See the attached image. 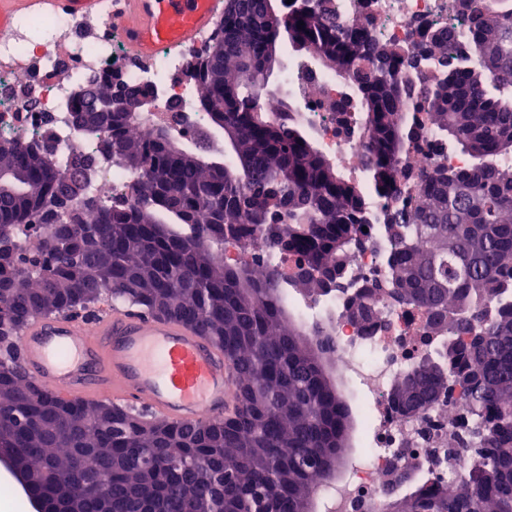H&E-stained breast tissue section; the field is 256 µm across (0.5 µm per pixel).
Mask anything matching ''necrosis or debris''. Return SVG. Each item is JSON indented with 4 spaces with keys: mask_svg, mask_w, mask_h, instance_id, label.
Segmentation results:
<instances>
[{
    "mask_svg": "<svg viewBox=\"0 0 512 512\" xmlns=\"http://www.w3.org/2000/svg\"><path fill=\"white\" fill-rule=\"evenodd\" d=\"M345 17L354 18L366 10L375 12L381 37L404 44L416 39L418 24L453 26L454 14L448 0H338ZM205 34L188 36L185 51L161 50L149 66L129 63L119 33L111 21L97 22L88 29L77 14L52 13L41 17H16L0 34V139L18 145L41 140L46 127L56 135L52 151L61 168L77 158L95 157L98 144L86 139L62 112V103L74 88L87 79L105 76L121 66L124 78L148 84L157 91L156 108L146 113L137 127L140 138L151 137L161 124L181 120L188 136L205 129L198 112L195 85L176 81L187 64L186 52L198 47ZM25 83L36 104L28 107L13 97L11 87ZM309 118L319 144L342 170L360 172L361 153L354 142L336 131V115L328 105L341 90L335 75L315 72ZM377 308L388 322L387 330L363 332L352 322L343 296L330 291L308 307H292L295 320L310 327L322 325L331 333L329 360L344 382L356 391L361 416L357 448L345 471L322 487L319 512H385L396 493H409L417 481L442 480L450 483L474 464L478 455L466 436H458L454 466L434 461V442L448 434V415L434 410L422 420L396 413L389 389L396 377L415 364L429 350L441 344L440 337H427L423 310L389 305L378 300ZM405 471L412 480L395 486L396 473Z\"/></svg>",
    "mask_w": 512,
    "mask_h": 512,
    "instance_id": "4bbe7bcc",
    "label": "necrosis or debris"
}]
</instances>
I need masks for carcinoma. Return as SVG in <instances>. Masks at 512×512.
Returning <instances> with one entry per match:
<instances>
[{
	"label": "carcinoma",
	"instance_id": "cac0c4a2",
	"mask_svg": "<svg viewBox=\"0 0 512 512\" xmlns=\"http://www.w3.org/2000/svg\"><path fill=\"white\" fill-rule=\"evenodd\" d=\"M457 27L433 29L416 48L383 40L375 17H340L336 0H224L210 39L188 56L210 127L224 150L192 146L176 124L148 140L140 118L105 111L112 100H155L151 87L112 79L83 86L66 111L102 140L99 155L136 171L135 200L88 194L95 160L61 174L46 141L0 140V336L35 317L86 309L105 298L183 323L224 350L238 375L237 407L222 420L168 422V439L136 437L137 418L112 402L30 396L16 348L0 355V445L25 462L33 489L57 512L56 494L81 512H309L319 484L345 458L356 417L325 359L316 326L290 319L286 288L307 297L335 289L369 330L386 321L374 300L423 309L429 335H444L393 383L397 412L480 426V460L456 484L397 497L391 512H512V0H453ZM308 55L300 79L329 58L345 83L333 109L337 133L354 137L367 185L346 179L317 148L302 103L268 116L263 96L282 37ZM419 72L420 82L406 77ZM439 132L433 153H464L472 167L438 158L412 167ZM43 232L30 239L28 228ZM368 231H362V227ZM260 238L294 260L291 274L266 258L226 262L224 245ZM380 267L352 276L359 254ZM224 449L222 474L172 455ZM112 468L104 494L83 491L70 469Z\"/></svg>",
	"mask_w": 512,
	"mask_h": 512
}]
</instances>
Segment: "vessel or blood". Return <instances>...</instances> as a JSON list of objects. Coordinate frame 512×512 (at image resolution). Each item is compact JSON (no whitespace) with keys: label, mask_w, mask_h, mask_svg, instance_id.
Here are the masks:
<instances>
[{"label":"vessel or blood","mask_w":512,"mask_h":512,"mask_svg":"<svg viewBox=\"0 0 512 512\" xmlns=\"http://www.w3.org/2000/svg\"><path fill=\"white\" fill-rule=\"evenodd\" d=\"M112 24L138 59L182 45L209 30L224 0H117ZM35 9L94 15L100 0H0V29ZM26 372L58 398L94 397L136 405L182 423L223 417L237 376L222 349L181 323L116 306L93 322L81 317H38L19 344Z\"/></svg>","instance_id":"1"}]
</instances>
